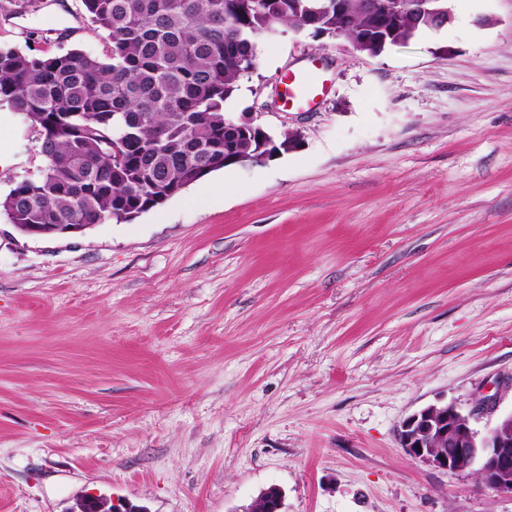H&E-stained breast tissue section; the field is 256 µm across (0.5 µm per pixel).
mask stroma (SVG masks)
<instances>
[{
	"mask_svg": "<svg viewBox=\"0 0 512 512\" xmlns=\"http://www.w3.org/2000/svg\"><path fill=\"white\" fill-rule=\"evenodd\" d=\"M369 56L287 25L225 110L295 150L130 221L33 238L0 211V512H512L398 442L428 404L512 410V0ZM0 45L103 55L79 0H0ZM329 93L282 112L285 67ZM0 196L42 166L0 105ZM257 508L252 506L245 512H282L284 495L280 488L271 486L264 489L257 498ZM90 502L95 503V512H147L146 508L133 505L130 502H115L114 500L102 496L79 498L72 512H85V506Z\"/></svg>",
	"mask_w": 512,
	"mask_h": 512,
	"instance_id": "stroma-1",
	"label": "stroma"
}]
</instances>
